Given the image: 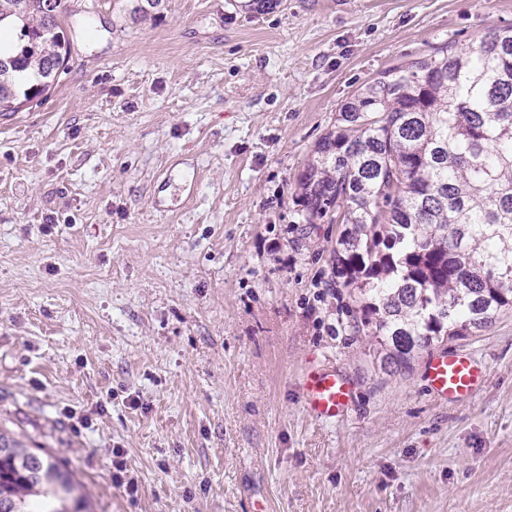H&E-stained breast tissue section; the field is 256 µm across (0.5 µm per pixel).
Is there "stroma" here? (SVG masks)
Returning a JSON list of instances; mask_svg holds the SVG:
<instances>
[{
	"label": "stroma",
	"mask_w": 512,
	"mask_h": 512,
	"mask_svg": "<svg viewBox=\"0 0 512 512\" xmlns=\"http://www.w3.org/2000/svg\"><path fill=\"white\" fill-rule=\"evenodd\" d=\"M72 58L0 120V421L95 512H512V313L447 342L488 377L382 369L294 187L342 105L512 0H64ZM353 385L304 407L312 367ZM120 449L129 495L113 478ZM425 370L428 392L450 404L474 400L484 386L485 367L466 352L433 353ZM305 404L310 413L325 420L347 414L353 401L350 380L334 367H313L303 382Z\"/></svg>",
	"instance_id": "obj_1"
}]
</instances>
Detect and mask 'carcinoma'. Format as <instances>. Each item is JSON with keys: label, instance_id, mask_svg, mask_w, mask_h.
Returning a JSON list of instances; mask_svg holds the SVG:
<instances>
[{"label": "carcinoma", "instance_id": "1", "mask_svg": "<svg viewBox=\"0 0 512 512\" xmlns=\"http://www.w3.org/2000/svg\"><path fill=\"white\" fill-rule=\"evenodd\" d=\"M61 0H0V116L42 102L67 66ZM307 224L335 221L334 274L359 334L406 368L512 311V28L445 42L361 87L297 182ZM0 425V512H70L80 482Z\"/></svg>", "mask_w": 512, "mask_h": 512}]
</instances>
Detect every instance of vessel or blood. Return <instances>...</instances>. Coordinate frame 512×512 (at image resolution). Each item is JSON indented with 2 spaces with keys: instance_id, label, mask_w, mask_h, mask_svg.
Here are the masks:
<instances>
[{
  "instance_id": "1",
  "label": "vessel or blood",
  "mask_w": 512,
  "mask_h": 512,
  "mask_svg": "<svg viewBox=\"0 0 512 512\" xmlns=\"http://www.w3.org/2000/svg\"><path fill=\"white\" fill-rule=\"evenodd\" d=\"M427 389L435 398L458 403L474 400L484 386L485 368L462 351H440L426 363ZM305 404L318 418L333 420L344 416L353 401L350 380L335 368L318 366L304 378Z\"/></svg>"
}]
</instances>
